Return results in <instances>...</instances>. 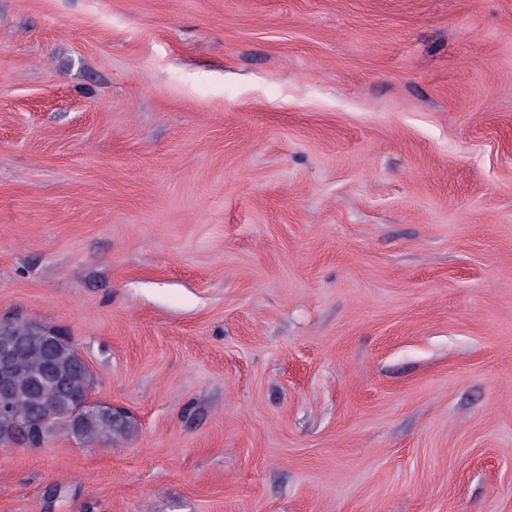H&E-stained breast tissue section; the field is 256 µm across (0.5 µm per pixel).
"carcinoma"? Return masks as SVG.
<instances>
[{
  "mask_svg": "<svg viewBox=\"0 0 512 512\" xmlns=\"http://www.w3.org/2000/svg\"><path fill=\"white\" fill-rule=\"evenodd\" d=\"M93 385L90 369L67 337L48 348L33 344L22 349L15 360L12 393L0 398V445L24 436L37 447L56 428L84 443L110 440L125 431L130 420L121 410L101 403L90 414L77 409Z\"/></svg>",
  "mask_w": 512,
  "mask_h": 512,
  "instance_id": "1",
  "label": "carcinoma"
}]
</instances>
